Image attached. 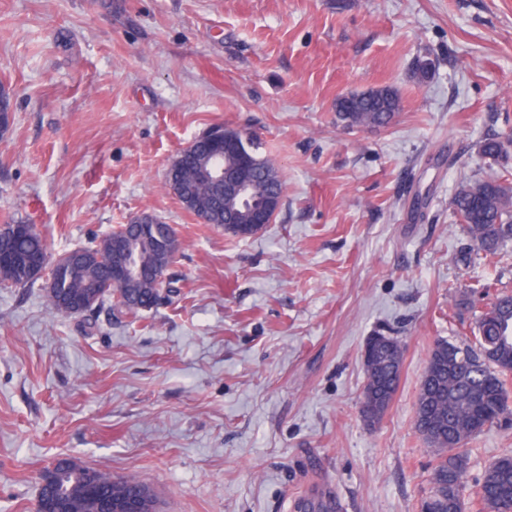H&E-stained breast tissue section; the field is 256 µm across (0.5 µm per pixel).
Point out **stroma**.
<instances>
[{"label": "stroma", "instance_id": "1", "mask_svg": "<svg viewBox=\"0 0 512 512\" xmlns=\"http://www.w3.org/2000/svg\"><path fill=\"white\" fill-rule=\"evenodd\" d=\"M430 63L421 78L422 63ZM0 224L52 254L149 214L181 242L173 302L115 322L62 316L46 281L0 288V512H31L59 457L158 492L162 512H422L434 448L415 430L437 340L471 342L512 256L467 260L460 182L512 178V0H0ZM399 90L381 128L338 97ZM254 136L285 181L249 237L165 184L215 124ZM404 348L382 420L361 416L368 337ZM466 486L512 455V420L469 443Z\"/></svg>", "mask_w": 512, "mask_h": 512}]
</instances>
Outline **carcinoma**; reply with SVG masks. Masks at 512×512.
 <instances>
[{
    "label": "carcinoma",
    "mask_w": 512,
    "mask_h": 512,
    "mask_svg": "<svg viewBox=\"0 0 512 512\" xmlns=\"http://www.w3.org/2000/svg\"><path fill=\"white\" fill-rule=\"evenodd\" d=\"M401 97L393 87H381L336 99V118L348 128L387 127L400 111ZM512 140L487 138L480 145L482 155L503 158L509 155ZM224 153V146L196 137L183 150L181 158L167 174V182L178 200L196 198L195 211L208 214L215 222L224 221V195L191 182L192 172L203 160ZM230 167L246 161L256 180V194L240 206L252 209L261 203L268 186L264 172L276 173L275 188L284 193L285 183L278 169L259 153L251 138L240 141L239 153L226 155ZM458 217L472 243V252L494 263L512 247V184L498 176L461 183L451 198ZM148 236L141 238L144 280L108 290L112 278V241L132 232L123 224L95 245L65 252L51 259L41 234L30 224H6L0 230V286L24 287L35 280L32 263L49 269L53 286L47 298L56 313L72 316L71 307L82 303L96 288L98 306H108L121 315L140 312L171 298L177 290L171 283L156 285L153 269L159 263L172 264L180 250L176 229L152 216H146ZM478 349L461 347L446 340L437 342L427 361L418 394L414 425L417 432L436 450L438 457L430 472L432 486L423 512H512V456H504L489 467L478 483L474 499L466 503L461 495L467 468L465 445L503 417L509 408V381L512 380V294L502 292L476 317L473 330ZM374 348L378 361L366 373L361 412L369 422L384 416L396 395L403 362V346L394 337L382 336ZM92 468L69 460L63 474L44 473L55 487L60 504H46L41 512H105L112 500L139 498L144 512H158V498L151 487L136 476L114 477L100 470L90 485L85 474ZM303 512H338L336 501L325 495L307 500Z\"/></svg>",
    "instance_id": "carcinoma-1"
}]
</instances>
